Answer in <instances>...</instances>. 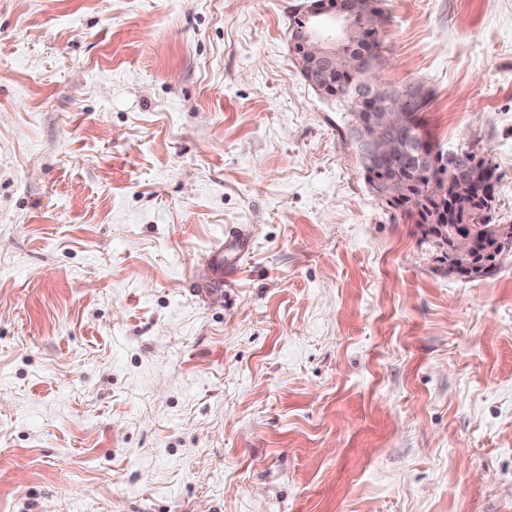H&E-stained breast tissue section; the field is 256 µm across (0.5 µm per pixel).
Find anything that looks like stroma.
Wrapping results in <instances>:
<instances>
[{"label": "stroma", "instance_id": "35a3bbf8", "mask_svg": "<svg viewBox=\"0 0 512 512\" xmlns=\"http://www.w3.org/2000/svg\"><path fill=\"white\" fill-rule=\"evenodd\" d=\"M305 2L0 0V512H512V256L371 190ZM378 5L512 224V0Z\"/></svg>", "mask_w": 512, "mask_h": 512}]
</instances>
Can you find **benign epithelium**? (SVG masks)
Returning <instances> with one entry per match:
<instances>
[{"mask_svg":"<svg viewBox=\"0 0 512 512\" xmlns=\"http://www.w3.org/2000/svg\"><path fill=\"white\" fill-rule=\"evenodd\" d=\"M309 23L296 30L291 46L301 49L295 55L300 70L310 86L327 99H351L360 112L359 149L364 163L373 168H386L405 163L409 159L422 162L425 150H415L407 120L411 99H400L385 106L374 96L376 82L368 78L363 69L351 64V52L356 42L349 40L352 30L362 26L372 32L379 31L381 13L376 0H337L329 8H309ZM345 78V85L336 89V75Z\"/></svg>","mask_w":512,"mask_h":512,"instance_id":"1","label":"benign epithelium"}]
</instances>
